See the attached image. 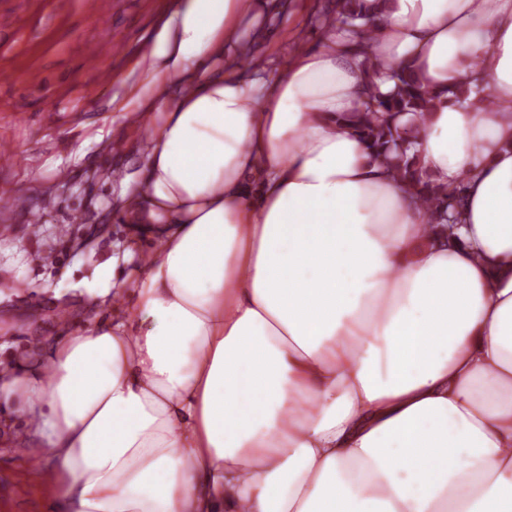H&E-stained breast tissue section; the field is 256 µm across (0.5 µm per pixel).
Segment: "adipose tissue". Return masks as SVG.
Returning a JSON list of instances; mask_svg holds the SVG:
<instances>
[{
    "label": "adipose tissue",
    "mask_w": 512,
    "mask_h": 512,
    "mask_svg": "<svg viewBox=\"0 0 512 512\" xmlns=\"http://www.w3.org/2000/svg\"><path fill=\"white\" fill-rule=\"evenodd\" d=\"M362 9L370 48L270 73L266 0H175L128 90L158 118L131 269L87 291L112 318L0 369L58 512H512V0ZM409 64L411 151L465 186L441 234L337 121Z\"/></svg>",
    "instance_id": "1"
}]
</instances>
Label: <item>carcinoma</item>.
Masks as SVG:
<instances>
[{"instance_id": "carcinoma-1", "label": "carcinoma", "mask_w": 512, "mask_h": 512, "mask_svg": "<svg viewBox=\"0 0 512 512\" xmlns=\"http://www.w3.org/2000/svg\"><path fill=\"white\" fill-rule=\"evenodd\" d=\"M316 16L323 32L332 27L344 30L357 37L358 45L363 47L372 39L360 0H329ZM391 79L394 88L382 94L373 76H368L362 109L343 120L366 141L370 156L383 158L396 176L420 197L429 226L458 224L463 206L462 188L434 185L427 180L416 156L408 154L412 130L400 123L403 114L424 118L432 110L435 96L410 69L393 72Z\"/></svg>"}]
</instances>
